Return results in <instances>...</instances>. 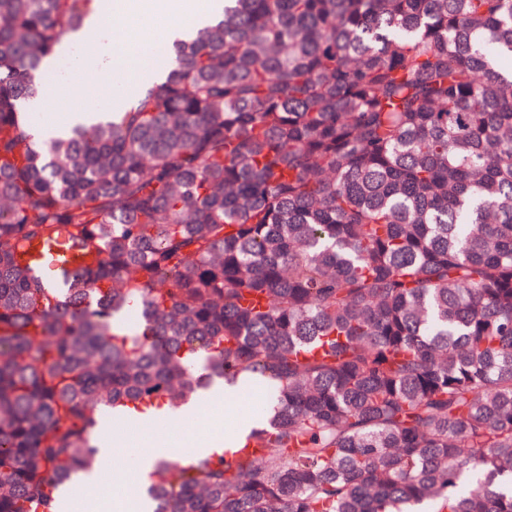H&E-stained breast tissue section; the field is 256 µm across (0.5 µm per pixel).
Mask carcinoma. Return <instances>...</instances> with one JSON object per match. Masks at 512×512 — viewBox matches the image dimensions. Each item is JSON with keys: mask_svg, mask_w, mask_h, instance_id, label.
<instances>
[{"mask_svg": "<svg viewBox=\"0 0 512 512\" xmlns=\"http://www.w3.org/2000/svg\"><path fill=\"white\" fill-rule=\"evenodd\" d=\"M92 3L0 0V512H58L102 412L240 380L273 416L152 512H512V0H224L41 141ZM59 229L97 259L50 288L17 254ZM65 54L69 56L68 68L64 71H58L57 68L60 59L62 57H67ZM52 60V66L40 72V81L42 87L46 91V94L44 96L45 107L43 108V99H35L33 100V108L38 110L39 112H30L31 119L36 127H48L50 125H53L60 121L68 113L66 111L73 105V99L70 92V85L72 84V82L76 80H81L85 83H90L95 82L99 79V77L94 73L74 70L72 68L71 55L64 49H62L59 54L53 57ZM50 72H53V74L56 73V83L55 85H48V88H46L42 83V77L43 75ZM65 78H67V81H64ZM62 91H65L68 94V100L66 105L60 108L58 107L57 100L60 92Z\"/></svg>", "mask_w": 512, "mask_h": 512, "instance_id": "cac0c4a2", "label": "carcinoma"}]
</instances>
